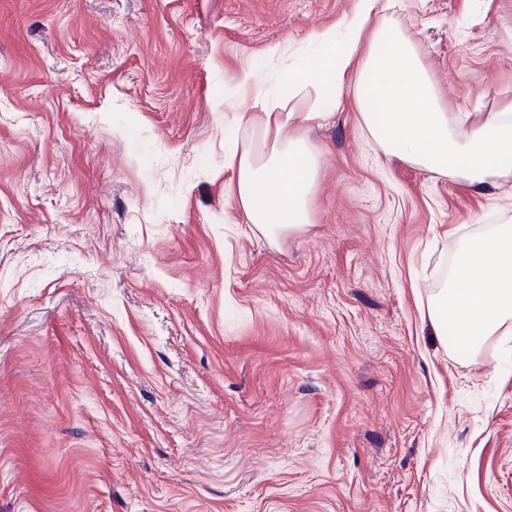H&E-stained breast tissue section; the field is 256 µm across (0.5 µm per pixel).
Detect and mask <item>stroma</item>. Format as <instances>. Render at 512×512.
Instances as JSON below:
<instances>
[{
    "instance_id": "35a3bbf8",
    "label": "stroma",
    "mask_w": 512,
    "mask_h": 512,
    "mask_svg": "<svg viewBox=\"0 0 512 512\" xmlns=\"http://www.w3.org/2000/svg\"><path fill=\"white\" fill-rule=\"evenodd\" d=\"M355 5L0 0V512H512V336L428 317L512 201L385 156L349 94L311 224L229 192L233 75L287 97ZM389 12L451 111L512 101V0Z\"/></svg>"
}]
</instances>
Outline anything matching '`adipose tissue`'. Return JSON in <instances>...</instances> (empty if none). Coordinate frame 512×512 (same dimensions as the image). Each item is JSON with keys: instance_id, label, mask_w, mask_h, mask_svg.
Listing matches in <instances>:
<instances>
[{"instance_id": "adipose-tissue-1", "label": "adipose tissue", "mask_w": 512, "mask_h": 512, "mask_svg": "<svg viewBox=\"0 0 512 512\" xmlns=\"http://www.w3.org/2000/svg\"><path fill=\"white\" fill-rule=\"evenodd\" d=\"M319 48L303 73L285 76L297 109L263 88L255 71L240 69L233 93L243 134L224 153L231 187L245 219L279 235L310 223L319 159L306 134L326 101L352 91L361 126L377 147L425 171L459 178L474 190L512 176V102L475 122L450 111L414 41L380 0H357L343 30L310 35ZM436 335L470 345L512 334V219L470 239L454 279L428 310Z\"/></svg>"}]
</instances>
